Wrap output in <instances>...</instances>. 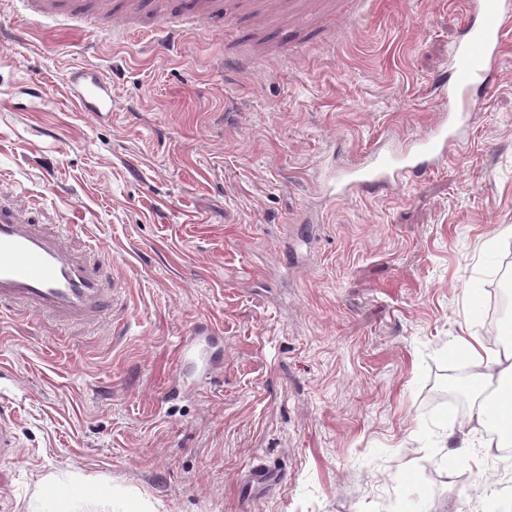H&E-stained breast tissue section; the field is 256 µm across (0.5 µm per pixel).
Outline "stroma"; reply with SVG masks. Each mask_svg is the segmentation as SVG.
<instances>
[{"mask_svg": "<svg viewBox=\"0 0 512 512\" xmlns=\"http://www.w3.org/2000/svg\"><path fill=\"white\" fill-rule=\"evenodd\" d=\"M223 2L169 50L152 0L114 39L0 0V194L108 294L93 323L0 308L26 391L0 512H512L500 456L462 449L469 414L436 397L459 337L493 346L512 275V38L467 148L336 201L342 167L436 121L467 0H368L357 22L336 0L304 28L286 0ZM83 68L111 118L72 103ZM205 324L223 364L195 385L177 347ZM260 462L280 484L249 489Z\"/></svg>", "mask_w": 512, "mask_h": 512, "instance_id": "stroma-1", "label": "stroma"}]
</instances>
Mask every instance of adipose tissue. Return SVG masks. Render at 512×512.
<instances>
[{
    "mask_svg": "<svg viewBox=\"0 0 512 512\" xmlns=\"http://www.w3.org/2000/svg\"><path fill=\"white\" fill-rule=\"evenodd\" d=\"M461 344L469 364L476 369L474 381L480 388L474 398L470 421L479 435L482 454L490 456L500 449L512 447V434L502 433L498 428L503 415H512V405L504 403L497 408L491 407L489 398L483 395L481 388L496 375L512 378V346L492 353L479 337L472 335L462 338Z\"/></svg>",
    "mask_w": 512,
    "mask_h": 512,
    "instance_id": "ef3b65f1",
    "label": "adipose tissue"
}]
</instances>
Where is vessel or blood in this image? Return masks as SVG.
Instances as JSON below:
<instances>
[{"label":"vessel or blood","instance_id":"1","mask_svg":"<svg viewBox=\"0 0 512 512\" xmlns=\"http://www.w3.org/2000/svg\"><path fill=\"white\" fill-rule=\"evenodd\" d=\"M28 14L49 21L66 13L64 0H15ZM512 36V0H471L460 39L449 53V77L443 108L429 132L415 138L402 155L377 148L336 177V196L347 199L383 192L424 174L461 146L462 132L473 118L471 91L489 86ZM73 103L100 116L112 113V86L98 73H82L70 88ZM104 290L86 262L66 250L60 238L29 223L15 210L0 208V304L20 302L31 311L61 320L90 319ZM181 358L199 375L216 367L208 345L195 337L180 343ZM18 438L10 417H0V458L15 455Z\"/></svg>","mask_w":512,"mask_h":512}]
</instances>
